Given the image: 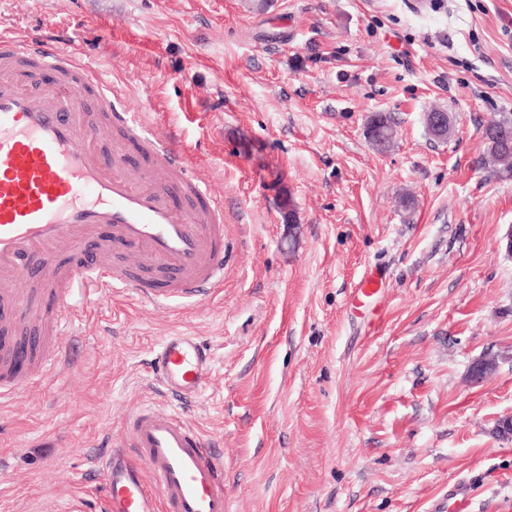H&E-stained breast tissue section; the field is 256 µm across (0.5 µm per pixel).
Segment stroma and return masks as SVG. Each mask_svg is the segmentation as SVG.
<instances>
[{
    "instance_id": "stroma-1",
    "label": "stroma",
    "mask_w": 512,
    "mask_h": 512,
    "mask_svg": "<svg viewBox=\"0 0 512 512\" xmlns=\"http://www.w3.org/2000/svg\"><path fill=\"white\" fill-rule=\"evenodd\" d=\"M33 34L179 134L224 198V288L81 299L62 378L0 403V512H101L100 443L165 408L151 366L177 331L212 353L183 418L229 512H448L461 488L463 512H512V178L477 164L512 117V0H0V35ZM369 267L379 320L349 304ZM482 356L499 368L470 384Z\"/></svg>"
}]
</instances>
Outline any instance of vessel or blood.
I'll list each match as a JSON object with an SVG mask.
<instances>
[{
	"label": "vessel or blood",
	"instance_id": "vessel-or-blood-1",
	"mask_svg": "<svg viewBox=\"0 0 512 512\" xmlns=\"http://www.w3.org/2000/svg\"><path fill=\"white\" fill-rule=\"evenodd\" d=\"M36 72L51 82L23 88ZM192 167L179 136L156 138L92 66L36 36L0 37V400L68 361L64 345L39 356L15 341L33 317L25 278L51 294L58 336L82 319L71 301L77 290L128 288L169 307L223 287L224 204ZM382 282L367 271L352 307L382 318ZM211 366L196 336L175 332L159 343L153 372L174 402L140 409L120 448L99 457L104 512H228L223 463L180 418Z\"/></svg>",
	"mask_w": 512,
	"mask_h": 512
}]
</instances>
